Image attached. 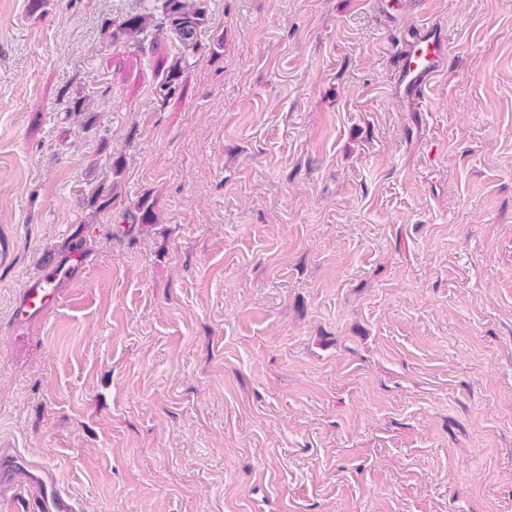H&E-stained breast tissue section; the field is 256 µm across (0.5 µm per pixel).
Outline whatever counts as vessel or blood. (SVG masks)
<instances>
[{
  "label": "vessel or blood",
  "instance_id": "1",
  "mask_svg": "<svg viewBox=\"0 0 512 512\" xmlns=\"http://www.w3.org/2000/svg\"><path fill=\"white\" fill-rule=\"evenodd\" d=\"M392 47L394 94L399 100L418 106L436 79L448 69V37L440 25L416 20L407 25ZM84 259L83 249L73 247L31 277L15 299V324H27L59 305L64 298V284L72 279ZM0 500L18 503L19 512H79L77 500L60 486L50 464L27 457L3 441Z\"/></svg>",
  "mask_w": 512,
  "mask_h": 512
}]
</instances>
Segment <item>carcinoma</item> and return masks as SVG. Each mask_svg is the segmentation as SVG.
Listing matches in <instances>:
<instances>
[{"label": "carcinoma", "instance_id": "carcinoma-1", "mask_svg": "<svg viewBox=\"0 0 512 512\" xmlns=\"http://www.w3.org/2000/svg\"><path fill=\"white\" fill-rule=\"evenodd\" d=\"M207 23L205 8L199 0H153L142 10L130 12L117 26V32L127 38L140 42L148 36L150 30L172 34L181 45L192 52L200 48L198 37ZM186 58H180L169 66L165 76L157 85V95L166 100L170 98L179 86V78L187 67ZM128 223L152 224L154 214L151 208L141 202L135 211L128 212Z\"/></svg>", "mask_w": 512, "mask_h": 512}]
</instances>
